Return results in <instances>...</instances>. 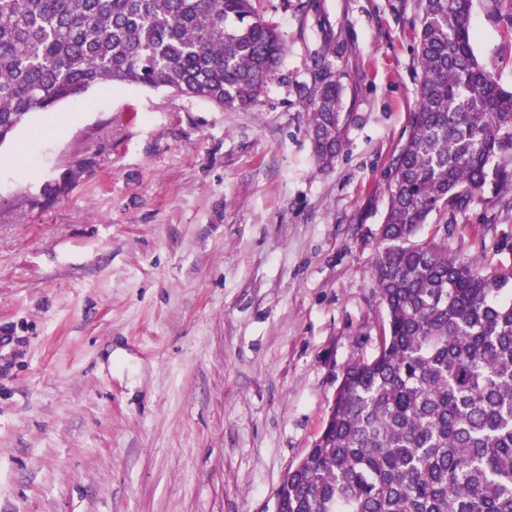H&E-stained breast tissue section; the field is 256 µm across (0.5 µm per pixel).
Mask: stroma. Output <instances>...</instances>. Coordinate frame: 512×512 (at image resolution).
<instances>
[{
	"instance_id": "obj_1",
	"label": "stroma",
	"mask_w": 512,
	"mask_h": 512,
	"mask_svg": "<svg viewBox=\"0 0 512 512\" xmlns=\"http://www.w3.org/2000/svg\"><path fill=\"white\" fill-rule=\"evenodd\" d=\"M298 2L255 0L288 51L251 110L115 83L0 145V512H276L346 366L376 352L414 0ZM471 26L512 87V0H474ZM326 41L345 127L323 168L299 86ZM450 227L449 248L512 268L493 190Z\"/></svg>"
}]
</instances>
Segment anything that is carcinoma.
<instances>
[{"mask_svg": "<svg viewBox=\"0 0 512 512\" xmlns=\"http://www.w3.org/2000/svg\"><path fill=\"white\" fill-rule=\"evenodd\" d=\"M472 6L416 0L421 77L372 268L380 343L346 368L281 512H512V269L449 256L447 223L420 237L488 185L512 188V89L475 53ZM285 51L254 0H0V144L114 82L247 110ZM342 92L317 53L299 93L324 167L344 146Z\"/></svg>", "mask_w": 512, "mask_h": 512, "instance_id": "1", "label": "carcinoma"}]
</instances>
